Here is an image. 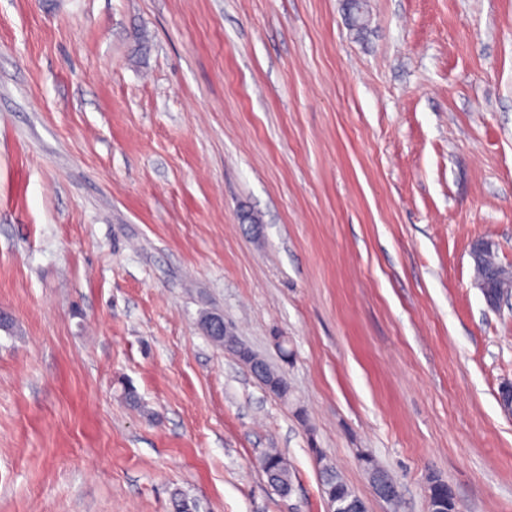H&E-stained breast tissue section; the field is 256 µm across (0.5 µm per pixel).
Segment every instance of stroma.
<instances>
[{
    "label": "stroma",
    "instance_id": "stroma-1",
    "mask_svg": "<svg viewBox=\"0 0 512 512\" xmlns=\"http://www.w3.org/2000/svg\"><path fill=\"white\" fill-rule=\"evenodd\" d=\"M478 238L512 267V0H0V512H329L318 448L368 512H512ZM261 468L264 474L272 484L274 491L277 489L283 491L293 486L292 474L286 459L277 450H270L263 456L261 460ZM275 486V487H273Z\"/></svg>",
    "mask_w": 512,
    "mask_h": 512
}]
</instances>
